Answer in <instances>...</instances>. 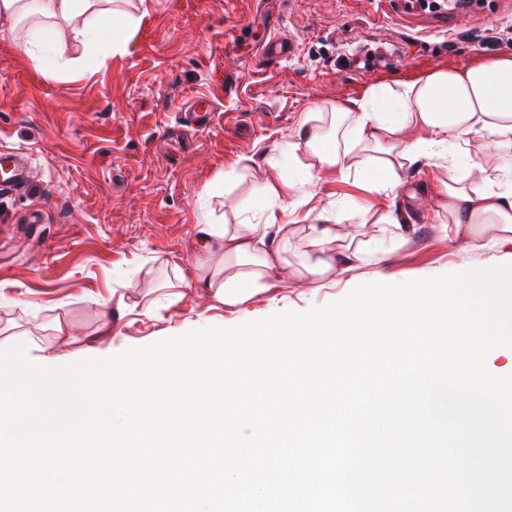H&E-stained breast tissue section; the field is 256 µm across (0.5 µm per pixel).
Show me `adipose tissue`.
<instances>
[{
	"label": "adipose tissue",
	"mask_w": 512,
	"mask_h": 512,
	"mask_svg": "<svg viewBox=\"0 0 512 512\" xmlns=\"http://www.w3.org/2000/svg\"><path fill=\"white\" fill-rule=\"evenodd\" d=\"M148 0H0V34L17 39L35 68L53 75L79 74L93 64L94 54L123 51L147 14ZM66 28L85 53L67 56L56 42L57 28ZM493 139L499 161L493 168L470 162L459 169L449 161L444 185L448 221L454 240L476 246L487 225L500 238L512 240V54L467 68L436 71L425 78L370 88L359 111L346 108L308 112L289 155L305 157L300 186L313 185L322 174L344 170L352 150L367 180L396 188L398 171L422 155L434 154L449 140ZM287 186H261L250 217L232 226L204 225L201 246L213 265L195 282L228 306L287 284L283 257L292 234L277 223L274 209ZM336 227L311 225L302 244L297 277L314 282L344 277L356 270L374 245L360 241L350 250L336 247Z\"/></svg>",
	"instance_id": "adipose-tissue-1"
}]
</instances>
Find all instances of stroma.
<instances>
[{
  "label": "stroma",
  "instance_id": "1",
  "mask_svg": "<svg viewBox=\"0 0 512 512\" xmlns=\"http://www.w3.org/2000/svg\"><path fill=\"white\" fill-rule=\"evenodd\" d=\"M274 34L290 54L263 55ZM505 53L512 0L453 12L417 0H152L125 51L75 76L37 70L0 35V146L37 155L29 191L0 197V349L21 343L30 362L59 355L68 365L343 298L344 279L237 307L199 296L201 220L238 223L261 183L298 175L284 148L311 109H354L371 87ZM200 95L215 112L205 129L180 119ZM496 153L488 138L464 154L448 144L403 168L393 190L354 167L324 175L276 214L295 228L285 260L298 268L310 225H335L344 245L361 222L391 216L405 242L379 253L387 283L512 263V244L453 249L444 229L449 156ZM211 183L219 191L204 195ZM35 212L42 223H29Z\"/></svg>",
  "mask_w": 512,
  "mask_h": 512
}]
</instances>
